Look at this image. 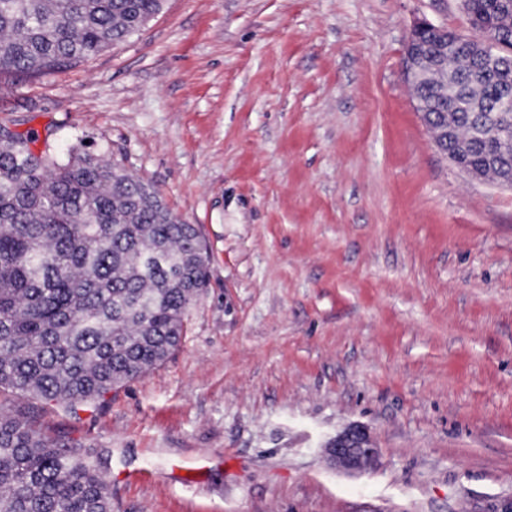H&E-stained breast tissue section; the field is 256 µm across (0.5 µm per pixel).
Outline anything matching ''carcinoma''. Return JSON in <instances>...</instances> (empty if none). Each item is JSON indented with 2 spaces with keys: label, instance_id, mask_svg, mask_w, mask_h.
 <instances>
[{
  "label": "carcinoma",
  "instance_id": "1",
  "mask_svg": "<svg viewBox=\"0 0 512 512\" xmlns=\"http://www.w3.org/2000/svg\"><path fill=\"white\" fill-rule=\"evenodd\" d=\"M164 0H0V73L65 71L126 41ZM467 28L498 37L478 56L448 52L412 84L416 109L454 143H476L458 167L512 183V0H468ZM37 138H0V388L75 409L162 365L182 342L185 314L208 280L196 229L159 191L84 143L65 156ZM100 456L79 454L0 414V512H112Z\"/></svg>",
  "mask_w": 512,
  "mask_h": 512
}]
</instances>
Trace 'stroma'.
<instances>
[{
  "instance_id": "1",
  "label": "stroma",
  "mask_w": 512,
  "mask_h": 512,
  "mask_svg": "<svg viewBox=\"0 0 512 512\" xmlns=\"http://www.w3.org/2000/svg\"><path fill=\"white\" fill-rule=\"evenodd\" d=\"M418 19L464 26L460 0H165L75 68L0 75V127L87 141L206 247L164 364L75 411L0 389L107 457L112 512L512 499V188L434 142L405 73ZM353 425L379 450L358 474L324 456Z\"/></svg>"
}]
</instances>
